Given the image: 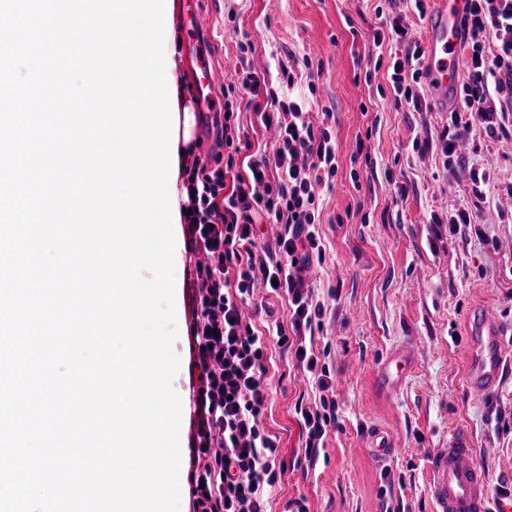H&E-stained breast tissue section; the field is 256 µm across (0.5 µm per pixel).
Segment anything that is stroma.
I'll return each instance as SVG.
<instances>
[{"label": "stroma", "instance_id": "35a3bbf8", "mask_svg": "<svg viewBox=\"0 0 512 512\" xmlns=\"http://www.w3.org/2000/svg\"><path fill=\"white\" fill-rule=\"evenodd\" d=\"M186 9L187 0H174L173 61L190 107L196 89L183 39ZM397 14L422 40L425 21L406 0H219L210 15V46L226 73L260 60L278 85L293 60L307 56L319 65L312 86L298 92L311 112L331 113L340 155L319 201L325 260L307 274L326 308L314 343L329 352L339 427L315 460L305 458L295 406L319 391L291 351L269 346L264 424L285 473L268 512H282L291 500L305 512H431L417 451L440 447L454 429L468 433L487 473L491 512L506 504L497 488L512 485V377L481 403L465 392L470 309L512 321V206L503 198L512 185V140L472 131L462 161L449 164L440 148L413 149L414 140L437 138L448 115L429 98L417 109L394 107L385 70L374 67L372 33ZM475 169L489 177L481 197L473 191ZM459 206L472 214L461 233L434 224ZM185 256L178 251L175 261V350L183 361L192 309ZM410 340L415 365L400 391L386 394L374 386L369 365ZM371 427L394 433L387 460L365 445ZM387 469L400 485L382 481Z\"/></svg>", "mask_w": 512, "mask_h": 512}]
</instances>
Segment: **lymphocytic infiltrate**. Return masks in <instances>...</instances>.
Listing matches in <instances>:
<instances>
[{
	"label": "lymphocytic infiltrate",
	"mask_w": 512,
	"mask_h": 512,
	"mask_svg": "<svg viewBox=\"0 0 512 512\" xmlns=\"http://www.w3.org/2000/svg\"><path fill=\"white\" fill-rule=\"evenodd\" d=\"M465 24L471 36L460 104L437 139L415 141L418 152L437 143L445 158H453L476 124L489 138L512 136V0H468ZM407 34L397 16L372 34L375 47L387 41L406 46L404 55L392 57L387 73L397 107L425 96L423 50ZM488 38L495 42L490 52ZM491 98L498 99V107H487ZM244 100L254 102L261 124L275 130L269 150L253 152L250 140L240 137L237 111ZM221 140L227 151L223 166L197 155L181 171L186 198L180 211L193 255L189 369L199 382L191 401L188 479L193 512H266V494L285 472L276 461L277 443L263 425L269 336L293 346L297 364L314 375L321 393L317 406L298 409L307 457L315 458L339 426L336 402L325 395L332 386L330 370L306 342L320 326L325 306L315 301L304 277L324 259L315 189L335 176L339 156L327 122H313L299 101L284 99L267 75L248 66L224 87ZM243 153L249 159L238 173L236 157ZM260 219L279 228L276 250L267 259L256 255ZM258 284L288 301L287 323L274 324L268 335L242 314Z\"/></svg>",
	"instance_id": "obj_1"
}]
</instances>
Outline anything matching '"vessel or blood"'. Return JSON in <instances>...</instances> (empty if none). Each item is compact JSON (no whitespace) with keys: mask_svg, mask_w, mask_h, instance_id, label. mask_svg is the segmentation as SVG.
Segmentation results:
<instances>
[{"mask_svg":"<svg viewBox=\"0 0 512 512\" xmlns=\"http://www.w3.org/2000/svg\"><path fill=\"white\" fill-rule=\"evenodd\" d=\"M465 0H435L427 19L422 76L440 108L454 106L458 100L457 53L468 38ZM192 76L203 96L201 111L216 109L211 92L225 78L216 67L213 53L195 52L191 58ZM468 336L472 346L466 388L472 400L480 401L499 390L512 362L505 357L512 341V325L473 309L468 317ZM415 345L406 343L389 350L372 366V379L382 391L394 394L402 387L415 363ZM470 438L460 430L448 434V445L433 449L427 457L428 496L432 512H488L485 470L473 460Z\"/></svg>","mask_w":512,"mask_h":512,"instance_id":"vessel-or-blood-1","label":"vessel or blood"}]
</instances>
